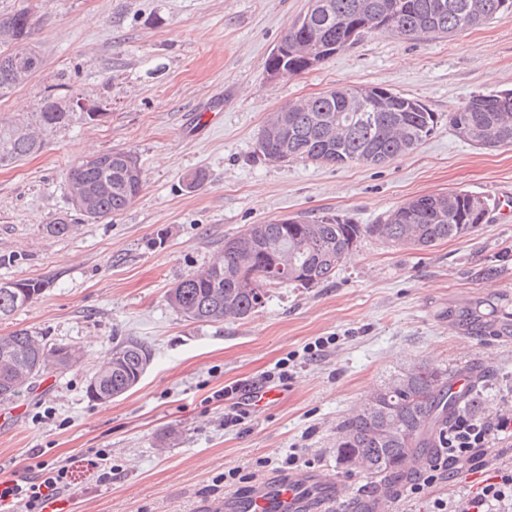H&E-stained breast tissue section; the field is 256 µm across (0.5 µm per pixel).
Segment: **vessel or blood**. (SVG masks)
Returning a JSON list of instances; mask_svg holds the SVG:
<instances>
[{
  "label": "vessel or blood",
  "mask_w": 512,
  "mask_h": 512,
  "mask_svg": "<svg viewBox=\"0 0 512 512\" xmlns=\"http://www.w3.org/2000/svg\"><path fill=\"white\" fill-rule=\"evenodd\" d=\"M335 479L315 473L272 478L255 484L243 496L229 494L211 505V512H334L345 497Z\"/></svg>",
  "instance_id": "obj_1"
}]
</instances>
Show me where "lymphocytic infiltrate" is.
Returning a JSON list of instances; mask_svg holds the SVG:
<instances>
[{
    "label": "lymphocytic infiltrate",
    "instance_id": "f902f5d3",
    "mask_svg": "<svg viewBox=\"0 0 512 512\" xmlns=\"http://www.w3.org/2000/svg\"><path fill=\"white\" fill-rule=\"evenodd\" d=\"M512 444V405L484 414L459 416L448 428V446L437 463L415 474L406 488L409 501L429 499V512H502L512 506V460L504 461L501 443ZM492 469L468 495L431 497L433 488L452 484L462 467ZM67 466L43 467L38 481L0 483V501L20 502L25 512H44L52 496L69 488Z\"/></svg>",
    "mask_w": 512,
    "mask_h": 512
}]
</instances>
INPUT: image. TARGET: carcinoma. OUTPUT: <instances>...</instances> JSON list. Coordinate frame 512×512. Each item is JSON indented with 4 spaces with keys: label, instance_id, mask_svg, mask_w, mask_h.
Masks as SVG:
<instances>
[{
    "label": "carcinoma",
    "instance_id": "1",
    "mask_svg": "<svg viewBox=\"0 0 512 512\" xmlns=\"http://www.w3.org/2000/svg\"><path fill=\"white\" fill-rule=\"evenodd\" d=\"M512 11V0H316L309 22L292 24L284 40L289 52L267 58L266 72L276 76L306 72L313 44L327 46L325 57L358 41L356 24L371 22L364 32L398 28L408 39L460 35ZM389 25L375 24L379 17ZM17 29L27 39L29 14L24 10L0 18V29ZM18 65L13 52L0 51V97L27 83L40 65ZM360 89L373 96L386 122L382 137L345 111L344 93ZM379 86L340 87L291 103L266 123L275 134L260 154L272 160L278 146L288 145V160L332 166L380 165L416 149L434 131L438 117L418 100L400 93L385 96ZM68 94L45 95L35 113L42 127L62 128L71 111L63 107ZM448 128L459 138L484 148L512 146V90L476 94L448 113ZM42 140L32 125L0 124V166L37 154ZM71 198L85 196L80 215L107 219L129 208L139 196L143 178L137 157L130 151L110 150L100 162L80 161L68 172ZM489 200L468 191L428 194L411 199L389 212L378 224H354L338 215L305 219L301 224H253L237 237L224 238V249L206 268L178 280L166 293L168 305L194 322H217L226 317L245 319L264 307L272 288L294 285L313 288L328 281L348 258L356 243L374 238L395 246L429 248L442 241L463 238L487 223ZM65 218L45 225L52 237L74 232ZM47 287L41 279L0 280V320L34 302ZM76 351L49 346L27 330L0 336V401L8 402L40 378L50 367L68 369L78 363ZM150 362L140 343L126 341L104 355L90 377L87 393L107 403L133 389ZM454 374L425 363L394 375L368 396L336 426V464L387 485L400 479L410 457L425 448L445 445L448 424L457 403L472 409L479 391L450 395Z\"/></svg>",
    "mask_w": 512,
    "mask_h": 512
}]
</instances>
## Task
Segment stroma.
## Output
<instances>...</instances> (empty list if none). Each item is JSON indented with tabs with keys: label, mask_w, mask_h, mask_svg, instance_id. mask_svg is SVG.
Wrapping results in <instances>:
<instances>
[{
	"label": "stroma",
	"mask_w": 512,
	"mask_h": 512,
	"mask_svg": "<svg viewBox=\"0 0 512 512\" xmlns=\"http://www.w3.org/2000/svg\"><path fill=\"white\" fill-rule=\"evenodd\" d=\"M308 0H0V15L31 14L40 70L0 98V123L32 121L54 85L101 104L45 130L43 150L0 167V278L41 279L35 302L0 322L48 344L81 348L80 364L48 370L0 412V476L34 477L69 463L70 512H204L228 493L273 478L264 458L299 449L309 472L358 493L364 474L336 466V425L389 377L425 362L477 368L480 413L512 398V212L491 211L478 232L436 246L360 241L327 282L273 289L244 319L184 320L165 293L204 269L225 237L285 216L341 215L380 223L426 194L464 190L501 203L512 191V146L486 150L459 139L446 117L470 96L512 88V13L466 34L408 40L368 33L300 75L269 78L265 61ZM378 85L415 98L440 121L413 152L381 165L344 167L259 156L258 133L288 102L344 84ZM129 150L144 188L122 214L65 216L70 167L92 153ZM203 171V185L186 177ZM480 308L497 335L448 319ZM135 340L150 353L139 384L102 403L87 381L107 350ZM316 356H309L311 346ZM278 399L224 423L225 387L247 393L278 368ZM116 468L103 483L96 449ZM240 469L234 486L221 475Z\"/></svg>",
	"instance_id": "1"
}]
</instances>
